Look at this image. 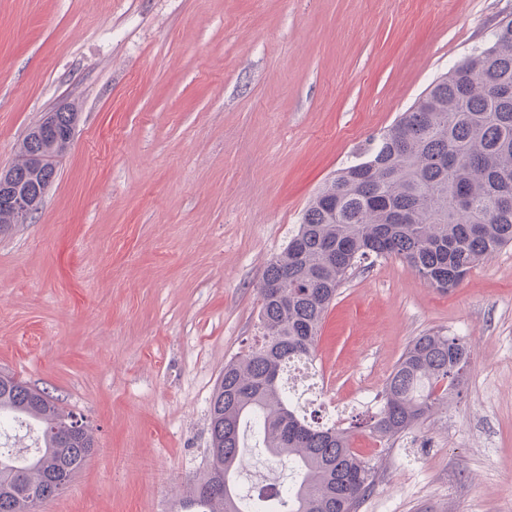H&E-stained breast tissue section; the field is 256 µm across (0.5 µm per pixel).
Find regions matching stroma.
<instances>
[{"label": "stroma", "mask_w": 512, "mask_h": 512, "mask_svg": "<svg viewBox=\"0 0 512 512\" xmlns=\"http://www.w3.org/2000/svg\"><path fill=\"white\" fill-rule=\"evenodd\" d=\"M512 0H0V168L68 105L41 209L0 232V371L96 451L39 512H176L268 262L356 147L471 53ZM465 342L448 402L381 445L358 425L416 337ZM311 409L376 468L357 512H512V245L443 292L357 268L316 342Z\"/></svg>", "instance_id": "obj_1"}]
</instances>
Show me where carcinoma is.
I'll use <instances>...</instances> for the list:
<instances>
[{
	"label": "carcinoma",
	"instance_id": "obj_1",
	"mask_svg": "<svg viewBox=\"0 0 512 512\" xmlns=\"http://www.w3.org/2000/svg\"><path fill=\"white\" fill-rule=\"evenodd\" d=\"M512 19L434 79L355 161L309 201L301 224L267 266L259 291L261 341L224 364L210 399L208 465L179 508L244 512L235 483L252 424L261 447L284 462L292 485L275 491L276 512H356L375 466L351 448L350 431L327 426L289 397L288 368L310 365L322 321L358 266L394 257L430 286L450 291L485 257L512 244ZM62 155L53 138L25 135L11 168L31 177L33 151ZM465 344L442 333L416 337L394 366L369 433L389 441L426 420L457 390ZM44 390L0 373V421L34 425L38 446L0 447V512H37L29 487L70 483L94 452L89 430H67Z\"/></svg>",
	"mask_w": 512,
	"mask_h": 512
}]
</instances>
